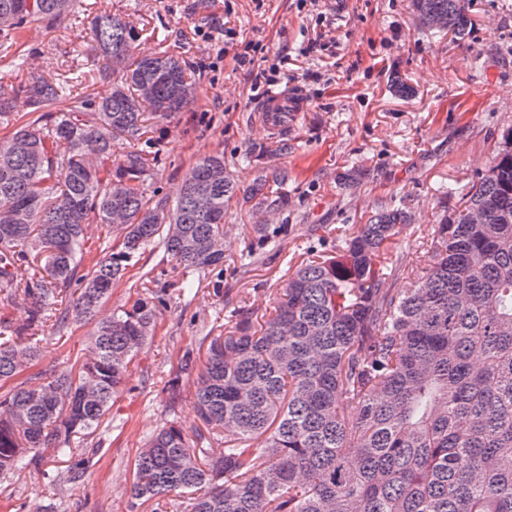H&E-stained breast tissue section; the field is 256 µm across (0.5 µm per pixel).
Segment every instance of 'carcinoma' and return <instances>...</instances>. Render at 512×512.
I'll return each instance as SVG.
<instances>
[{"label":"carcinoma","instance_id":"obj_1","mask_svg":"<svg viewBox=\"0 0 512 512\" xmlns=\"http://www.w3.org/2000/svg\"><path fill=\"white\" fill-rule=\"evenodd\" d=\"M77 0H0V53L25 70L24 29L75 14ZM424 28L462 40L469 0H412ZM441 18L444 27L433 28ZM112 90L75 98L70 81L28 72L21 91L38 116L12 122L0 93V304L20 298L28 322L0 319V478L48 458H73L96 432L128 368L156 329L149 288L99 317L126 266L155 242L183 275L224 264V209L240 189L224 155L185 175L172 205L150 191L158 162L146 112L163 119L192 97L186 64L161 53L131 60L138 34L117 14L95 18ZM280 112L276 150L288 152ZM130 140L112 159L113 141ZM288 171L258 174L243 201L280 211ZM460 208L432 227L431 261L403 294L388 288L410 211L390 200L336 250L301 262L272 312L243 308L211 339L195 386L200 420L230 440L198 448L176 423L137 456L132 499L167 512L196 489L189 512H512V133L492 165L457 190ZM473 208L486 223H469ZM91 222L116 226L78 275ZM81 285L77 297L67 287ZM96 321L89 357L48 381H17L42 355L26 334ZM353 404L356 414L345 410Z\"/></svg>","mask_w":512,"mask_h":512}]
</instances>
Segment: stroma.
<instances>
[{
  "instance_id": "obj_1",
  "label": "stroma",
  "mask_w": 512,
  "mask_h": 512,
  "mask_svg": "<svg viewBox=\"0 0 512 512\" xmlns=\"http://www.w3.org/2000/svg\"><path fill=\"white\" fill-rule=\"evenodd\" d=\"M81 0L75 16L29 28L23 48L35 69L50 77L65 73L80 57L85 79L74 97L101 96L112 86V71L99 55L91 29L103 10L129 15L138 32L136 54L166 52L183 59L196 87L182 112L154 125L159 163L151 187L175 199L185 173L200 158L220 153L240 187L261 170L284 169L281 191L288 204L271 220L274 245L260 248L252 226L262 218L250 206L229 202L224 212V264L178 283L161 246L133 259L112 289L105 311L131 304L133 284L149 274L167 294L157 306V330L131 365L109 413L114 428L81 437L88 456L74 482L59 487L43 475L68 471L59 459L0 482V512H150L128 490L134 462L147 437L178 422L199 447L216 439L194 408L195 375L180 371L185 350L204 358V336L223 334L239 307L265 310L310 250H332L341 231L365 223L378 203L396 200L415 220L403 229L393 292L408 288L410 271L428 259L429 232L443 210H456V197L442 198V186L473 182L497 153L512 128V0H470L472 29L462 40L433 34L419 22L411 0ZM240 39L259 42L268 64L285 75L279 87L297 85L306 108L288 127V151L244 162L253 143L269 141L261 122L264 94L233 54L222 53L225 26ZM212 32L204 40L203 32ZM330 45L309 51L314 39ZM400 75L414 93L390 88ZM365 172L349 189L338 175ZM94 322L72 324L34 339L43 350L36 369L54 373L82 360ZM178 379L180 395L169 406L165 384Z\"/></svg>"
}]
</instances>
